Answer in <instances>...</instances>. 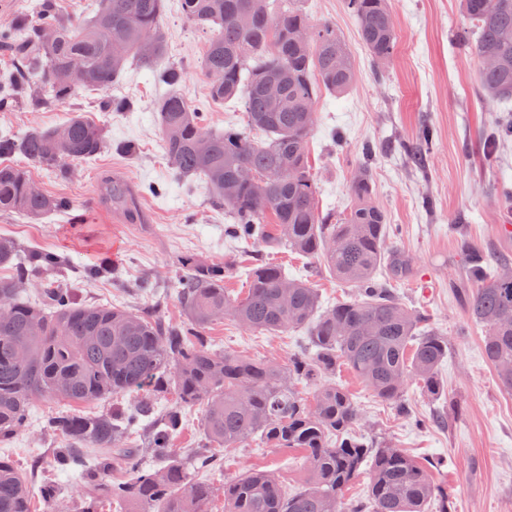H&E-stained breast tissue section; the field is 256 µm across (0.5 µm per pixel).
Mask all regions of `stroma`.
<instances>
[{
	"instance_id": "35a3bbf8",
	"label": "stroma",
	"mask_w": 512,
	"mask_h": 512,
	"mask_svg": "<svg viewBox=\"0 0 512 512\" xmlns=\"http://www.w3.org/2000/svg\"><path fill=\"white\" fill-rule=\"evenodd\" d=\"M390 2L397 46L378 70L345 0H303L312 22L336 25L356 69L349 91L339 96L324 92L317 100L309 164L323 214L348 211L353 178L368 172L373 200L391 226L386 245L409 263L408 274L395 284L397 294L408 307L426 310L435 327L447 335L448 356L438 377L445 395L454 396L460 409L447 425L421 429L414 418L433 416L443 400L419 382L407 386L405 400L413 412L408 418L375 397L346 366L337 367L335 381L362 413L360 432L388 438L428 464L432 481L447 490L453 512H512V392L499 384L484 352V331L470 317L460 288L466 247L512 259V233L503 230L512 225V202L501 195L502 186L512 187V138L496 148L488 146L490 127L502 105L480 92L476 62L456 39L458 31L470 27L459 0ZM161 23L169 39L165 60L185 67L184 93L204 112L209 128L220 132L243 127L238 101H212L198 72L208 32L183 16L178 0H166ZM112 91L132 99L133 110L100 111L94 92L83 93L69 106L35 107L24 92L11 108L0 111V131L22 133L56 126L76 108L100 125L112 142L137 146L135 154L107 151L86 162L67 163L61 172L32 168L33 179L45 193L71 200L75 210L48 216L39 224L1 214L0 235L27 248L63 253L69 264L58 281L89 304L148 306L150 298L136 294L132 285L142 275H154L166 286L160 314L173 322L183 319L182 305L170 287L183 257L208 262L234 259L224 278V288L233 296L244 292L254 264L271 260L288 275L312 282L324 306L354 294V287L337 283L316 260L225 235L229 218L212 206L204 184L176 179L167 167L153 112L164 88L153 70L129 62ZM425 121L434 127L436 140L419 167L404 157L401 147ZM368 144L376 151L369 162L362 153ZM112 177L132 189L139 223H129L104 198L103 183ZM149 183L167 186V195L145 193ZM426 197L432 203L428 210L422 206ZM104 264L118 269V279L83 277L84 268ZM207 336L213 348L284 365L306 347L308 331L298 328L271 335L245 329L227 317L212 324ZM55 408L54 402L33 400L26 425L7 447H0V456L26 470L48 466L58 442L44 434L42 423ZM299 457L297 451L270 447L256 437L227 454L223 470H202L195 477L215 489L210 512H224L226 480L260 469L298 487L307 478Z\"/></svg>"
}]
</instances>
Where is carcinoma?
<instances>
[{
    "instance_id": "carcinoma-1",
    "label": "carcinoma",
    "mask_w": 512,
    "mask_h": 512,
    "mask_svg": "<svg viewBox=\"0 0 512 512\" xmlns=\"http://www.w3.org/2000/svg\"><path fill=\"white\" fill-rule=\"evenodd\" d=\"M94 15L80 27L61 15L54 0H33L26 15L0 25V43L15 46L19 62L0 81V109H9L19 91L34 80L40 87L31 102L67 103L85 91L103 93L107 112L130 111L132 102L112 94V85L127 62L145 66L166 54L167 40L159 19L164 0H97ZM301 0H180L183 16L210 31L199 71L214 101L238 99L245 126L215 133L206 126L183 92L184 68L171 63L159 74L166 93L155 103L164 155L176 178H198L212 203L227 210V236L259 246H277L318 258L336 279L357 293L324 308L314 286L288 275L273 262L253 268L243 298L224 291L230 264L185 259L173 281L184 321L171 323L154 314L122 305L79 301L62 288L55 274L68 263L55 251L27 250L0 235V444L23 425L31 401L50 398L62 407L44 418V431L59 440L52 471L72 473L86 482L74 512H103L104 506L127 505L130 512H209L214 496L209 484L194 482L171 439L184 425V408L203 405L201 426L211 447L193 453L199 469L222 467L217 448H241L258 436L275 448H302L308 480L290 490L267 471L243 473L224 483V512H451L448 492L429 478L427 466L385 441L356 439L349 431L359 418L346 390L327 381L336 367L347 365L383 401L406 411L408 378L427 390L442 392L438 368L448 358V337L435 330L428 316L406 307L394 289L376 279L385 263L392 276L403 277L408 264L385 250L387 218L372 199L367 172L351 185L354 204L340 216L319 214L317 184L308 164V142L318 95L341 94L355 78L350 52L336 25L313 24ZM359 37L376 65L394 53L397 31L389 0H346ZM474 28L456 35L477 61L485 95L512 101V44L501 41L512 31V0H460ZM251 18L249 27L238 18ZM309 28L307 42L296 32ZM55 31L48 47L43 32ZM250 48L248 54L242 46ZM78 56L84 74L70 84L55 72ZM499 58L487 68L483 60ZM280 79L283 94L270 99L267 81ZM435 134L421 125L403 146L418 163L434 148ZM108 140L85 113L73 111L50 130L21 135L0 132V156L19 154L29 164L57 169L68 162L101 154ZM247 167L254 180L237 186L233 197L224 184ZM27 167L0 163V213L17 214L32 224L71 202L32 189ZM105 192L112 207L136 221L135 200L119 180ZM472 289L467 295L471 318L483 327L484 350L500 385L512 391V323L500 321L512 311V262L487 268V257L466 250ZM30 286L36 298L25 300ZM232 316L249 330L268 333L309 328V348L285 366L208 347L206 329ZM314 386L312 399L296 389ZM143 391L154 397L176 396V405L155 415L154 404L103 411L88 416L72 405L97 403L110 396ZM162 461L152 468L146 458ZM120 459L129 473L124 482L110 476ZM370 462L369 495L346 502L343 490ZM14 462L0 457V512H32L31 480ZM47 512H69L60 484L40 477Z\"/></svg>"
}]
</instances>
